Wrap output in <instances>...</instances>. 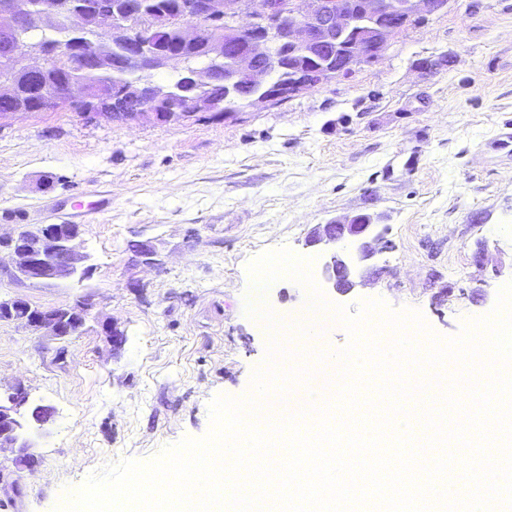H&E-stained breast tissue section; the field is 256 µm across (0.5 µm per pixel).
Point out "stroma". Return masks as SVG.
I'll return each instance as SVG.
<instances>
[{"label": "stroma", "instance_id": "1", "mask_svg": "<svg viewBox=\"0 0 512 512\" xmlns=\"http://www.w3.org/2000/svg\"><path fill=\"white\" fill-rule=\"evenodd\" d=\"M453 65L423 73L441 55ZM512 0H451L381 59L273 108L180 124H126L70 110L0 114V212L82 225L90 278L0 279L41 308L92 297L61 342L0 323V388L23 384L52 419L17 471L0 450V512H56L69 488L124 459L149 461L210 430L220 395L251 393L267 330L242 311L248 263L279 248L312 259L319 224L371 215L390 246L325 299L420 311L441 337L494 309L512 283ZM154 254L145 263L143 251ZM124 332L113 351L103 321Z\"/></svg>", "mask_w": 512, "mask_h": 512}]
</instances>
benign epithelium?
<instances>
[{"instance_id":"benign-epithelium-1","label":"benign epithelium","mask_w":512,"mask_h":512,"mask_svg":"<svg viewBox=\"0 0 512 512\" xmlns=\"http://www.w3.org/2000/svg\"><path fill=\"white\" fill-rule=\"evenodd\" d=\"M449 0H360L354 13L347 0H185L177 24L182 44L201 46L204 59L187 64L144 27L137 14L118 16L108 8L87 15L85 0H0V32L15 50L7 52L8 65L0 67V100L15 95L14 72L41 76L63 71L65 86L40 88L41 109H72L95 118L123 123L149 120L158 124L181 123L203 113L231 115L258 105L274 106L340 79H348L356 67L377 62L383 49L396 38L407 19L448 9ZM225 21L224 34L214 28ZM49 30L38 41L35 30ZM121 47L124 66L132 78L118 86L91 89L75 77L78 72L112 70V46ZM179 66L178 79L161 84L154 76ZM288 71V80L273 77ZM222 81L226 90L242 96V103L224 108L197 89ZM82 234L79 224H18L9 235L0 234V254L11 265L0 273L21 285L87 279L93 265L77 249ZM306 245L337 248L322 273L332 287H354L350 276L356 264L388 248L375 232L373 218L358 215L345 224H319ZM24 306L23 326L44 331L59 340L79 333L93 308L88 298L54 309L28 302L3 300L0 310ZM27 392L15 388L0 401V448H15L14 464L33 469L39 462L24 433L27 424L20 408Z\"/></svg>"}]
</instances>
